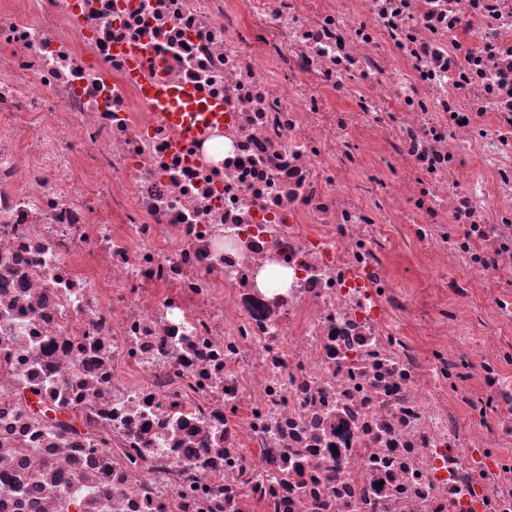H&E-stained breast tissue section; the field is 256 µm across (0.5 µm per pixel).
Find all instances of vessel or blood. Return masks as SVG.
Here are the masks:
<instances>
[{
  "mask_svg": "<svg viewBox=\"0 0 512 512\" xmlns=\"http://www.w3.org/2000/svg\"><path fill=\"white\" fill-rule=\"evenodd\" d=\"M145 94L156 111L180 126L186 140H193L202 128L224 121L223 101L203 99L192 88L149 84Z\"/></svg>",
  "mask_w": 512,
  "mask_h": 512,
  "instance_id": "obj_1",
  "label": "vessel or blood"
}]
</instances>
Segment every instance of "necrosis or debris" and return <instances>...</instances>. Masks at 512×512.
<instances>
[{"instance_id":"necrosis-or-debris-1","label":"necrosis or debris","mask_w":512,"mask_h":512,"mask_svg":"<svg viewBox=\"0 0 512 512\" xmlns=\"http://www.w3.org/2000/svg\"><path fill=\"white\" fill-rule=\"evenodd\" d=\"M0 512H512V0H0ZM145 95L156 112L180 126L186 140H193L206 126L224 122V101L206 100L189 87L147 84Z\"/></svg>"}]
</instances>
